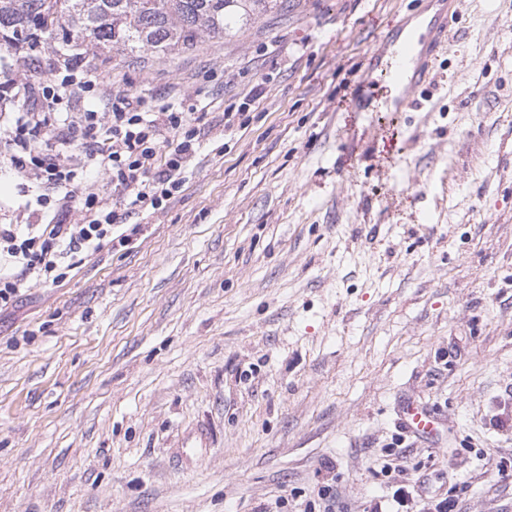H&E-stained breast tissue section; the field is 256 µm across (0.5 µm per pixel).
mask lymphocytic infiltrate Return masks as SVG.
Returning <instances> with one entry per match:
<instances>
[{"label": "lymphocytic infiltrate", "mask_w": 512, "mask_h": 512, "mask_svg": "<svg viewBox=\"0 0 512 512\" xmlns=\"http://www.w3.org/2000/svg\"><path fill=\"white\" fill-rule=\"evenodd\" d=\"M91 87L81 57H66L52 85L40 88L26 78L13 83L15 96L40 98V107L0 113L6 160L15 171L34 176L33 213L39 218L35 224L0 225V309L33 284L61 285L76 268L78 255H93L112 243L123 216L117 202L94 191L86 172L110 171L113 185L131 205L154 209L184 184L197 136L190 113L140 112L125 98L75 119L57 112L75 91ZM74 143L85 154L79 166L72 162ZM77 195L84 200L83 214L72 222L69 201Z\"/></svg>", "instance_id": "f902f5d3"}]
</instances>
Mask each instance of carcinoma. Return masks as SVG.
Instances as JSON below:
<instances>
[{
    "label": "carcinoma",
    "mask_w": 512,
    "mask_h": 512,
    "mask_svg": "<svg viewBox=\"0 0 512 512\" xmlns=\"http://www.w3.org/2000/svg\"><path fill=\"white\" fill-rule=\"evenodd\" d=\"M274 0H0V45L168 53L226 34Z\"/></svg>",
    "instance_id": "cac0c4a2"
}]
</instances>
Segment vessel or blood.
Instances as JSON below:
<instances>
[{
  "instance_id": "1",
  "label": "vessel or blood",
  "mask_w": 512,
  "mask_h": 512,
  "mask_svg": "<svg viewBox=\"0 0 512 512\" xmlns=\"http://www.w3.org/2000/svg\"><path fill=\"white\" fill-rule=\"evenodd\" d=\"M419 25L403 18L390 29L380 47L372 50L365 73L355 83L352 106L359 112L377 111V77L391 78L397 95L386 104L387 111L403 112L410 105L412 93L434 80L436 62L445 50L448 25L457 11L458 0H421ZM402 427L426 439L433 434V414L425 407L405 403L400 418Z\"/></svg>"
}]
</instances>
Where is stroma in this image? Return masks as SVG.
<instances>
[{"instance_id":"1","label":"stroma","mask_w":512,"mask_h":512,"mask_svg":"<svg viewBox=\"0 0 512 512\" xmlns=\"http://www.w3.org/2000/svg\"><path fill=\"white\" fill-rule=\"evenodd\" d=\"M416 9L279 0L91 64L60 111L171 107L198 146L125 245L0 312V512H512V0H460L410 110L351 111ZM56 59L0 47L7 111L28 107L8 81ZM5 152L0 224H24ZM409 399L435 437L400 428Z\"/></svg>"}]
</instances>
